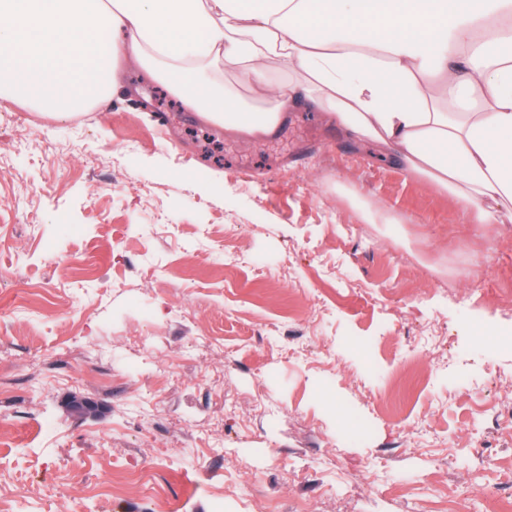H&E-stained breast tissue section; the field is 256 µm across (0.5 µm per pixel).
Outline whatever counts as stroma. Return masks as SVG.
I'll return each mask as SVG.
<instances>
[{
    "mask_svg": "<svg viewBox=\"0 0 512 512\" xmlns=\"http://www.w3.org/2000/svg\"><path fill=\"white\" fill-rule=\"evenodd\" d=\"M284 124L0 100V512H512V221Z\"/></svg>",
    "mask_w": 512,
    "mask_h": 512,
    "instance_id": "1",
    "label": "stroma"
}]
</instances>
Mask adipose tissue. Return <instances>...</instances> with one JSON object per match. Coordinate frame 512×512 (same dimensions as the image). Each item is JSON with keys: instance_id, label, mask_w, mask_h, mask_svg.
Masks as SVG:
<instances>
[{"instance_id": "ef3b65f1", "label": "adipose tissue", "mask_w": 512, "mask_h": 512, "mask_svg": "<svg viewBox=\"0 0 512 512\" xmlns=\"http://www.w3.org/2000/svg\"><path fill=\"white\" fill-rule=\"evenodd\" d=\"M130 65L231 135L321 112L482 223L512 219V0H0V100L68 117ZM224 85L234 88L248 105L257 110H262L267 105L264 90L256 85L243 82L231 69H224Z\"/></svg>"}]
</instances>
